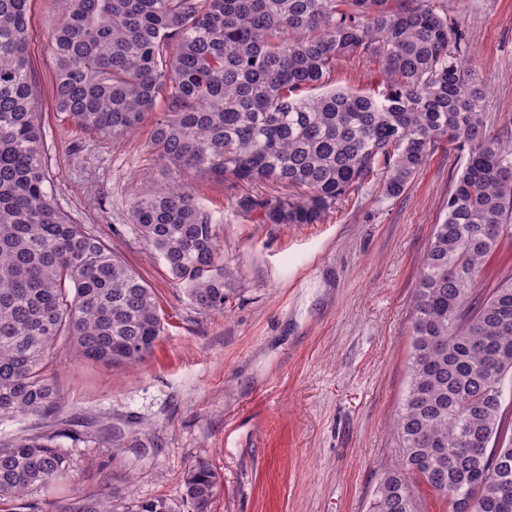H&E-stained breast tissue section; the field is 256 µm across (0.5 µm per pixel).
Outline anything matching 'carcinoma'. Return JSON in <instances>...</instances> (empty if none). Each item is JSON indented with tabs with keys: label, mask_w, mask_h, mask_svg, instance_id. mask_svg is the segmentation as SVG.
I'll use <instances>...</instances> for the list:
<instances>
[{
	"label": "carcinoma",
	"mask_w": 512,
	"mask_h": 512,
	"mask_svg": "<svg viewBox=\"0 0 512 512\" xmlns=\"http://www.w3.org/2000/svg\"><path fill=\"white\" fill-rule=\"evenodd\" d=\"M30 0H0V419L58 410L42 367L67 337L87 360L132 366L164 330L154 292L49 192L28 57ZM51 35L56 111L113 138L159 101L150 150L168 185L136 198L130 222L190 302L224 312L233 284L211 214L182 175L276 195L238 197L268 224H317L349 189L382 176L404 193L441 137L466 161L435 226L417 289L412 354L396 418L399 458L369 512H420L425 485L448 512H512V269L482 278L512 225V140L491 133L467 78L462 34L435 0H59ZM379 60L383 90L319 92L344 57ZM52 439L0 441V512L69 479ZM209 460L183 477L191 512H212ZM65 512H174L167 500L78 497Z\"/></svg>",
	"instance_id": "1"
}]
</instances>
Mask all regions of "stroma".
I'll return each instance as SVG.
<instances>
[{"mask_svg":"<svg viewBox=\"0 0 512 512\" xmlns=\"http://www.w3.org/2000/svg\"><path fill=\"white\" fill-rule=\"evenodd\" d=\"M465 35L462 55L485 91L492 133L512 139V0H442ZM58 0H31L29 50L52 197L91 227L152 288L164 332L140 364L83 360L65 342L46 359L58 412L0 421V438L57 436L67 483L24 495L28 512H65L75 494L165 498L208 459L221 477L213 512H369L399 456L394 426L407 389L421 264L465 163L441 139L400 196L378 179L337 201L317 224H267L241 212L230 187L194 176L235 290L220 314L196 308L129 221L135 197L168 177L149 152L152 121L107 138L56 111L50 36ZM378 63L341 60L329 88L381 90ZM78 432L80 441L69 439Z\"/></svg>","mask_w":512,"mask_h":512,"instance_id":"1","label":"stroma"}]
</instances>
